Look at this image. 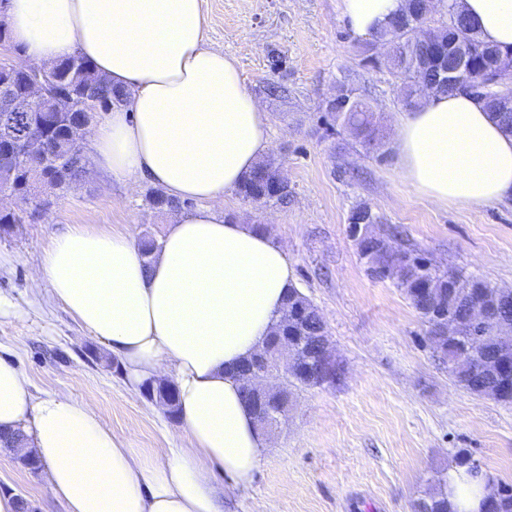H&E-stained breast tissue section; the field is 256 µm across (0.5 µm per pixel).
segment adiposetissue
<instances>
[{
    "label": "adipose tissue",
    "mask_w": 512,
    "mask_h": 512,
    "mask_svg": "<svg viewBox=\"0 0 512 512\" xmlns=\"http://www.w3.org/2000/svg\"><path fill=\"white\" fill-rule=\"evenodd\" d=\"M405 0H341L357 37L386 27ZM481 38L512 44V0H458ZM11 44L26 65L82 55L115 88L89 133L97 167L195 200L169 224L151 264L127 229L68 226L43 249L33 281L104 344L134 385L171 377L186 444L157 457L127 447L93 407L68 395L33 398L25 374L0 359V429L26 436L66 512H224L253 481L266 440L235 368L280 316L294 271L285 251L224 213L269 151L268 114L236 60L204 43L203 0H8ZM396 176L442 207L512 199V136L471 97H431L395 126ZM230 478L219 485L215 472ZM451 512H481L494 488L467 467L448 472Z\"/></svg>",
    "instance_id": "ef3b65f1"
}]
</instances>
